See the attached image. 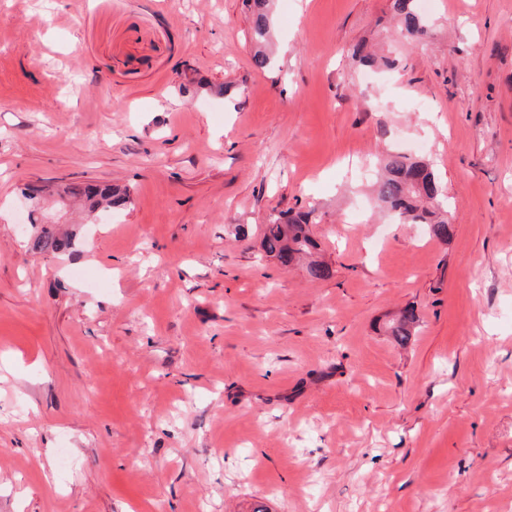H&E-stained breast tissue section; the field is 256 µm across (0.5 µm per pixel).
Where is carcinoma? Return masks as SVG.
<instances>
[{
  "label": "carcinoma",
  "mask_w": 512,
  "mask_h": 512,
  "mask_svg": "<svg viewBox=\"0 0 512 512\" xmlns=\"http://www.w3.org/2000/svg\"><path fill=\"white\" fill-rule=\"evenodd\" d=\"M418 0H390V11L397 21V34L409 41L418 42L427 32V25L417 7ZM253 63L266 69L271 63L269 46L273 40L270 0H253L251 19ZM353 55L367 67L390 68L393 61L375 55L365 44L357 46ZM381 178L377 182L376 199L386 211L395 214L403 224H422L429 234L439 240H448L452 225L448 223L445 195L436 181L431 165L403 153L392 152L380 159ZM60 198L83 199L89 211L99 208L112 209L130 200V190L108 183L81 185L65 183L55 185ZM74 240L62 238L45 226L32 240V249L45 256L71 249ZM264 252L276 258L283 266L299 264L313 280H322L332 274L328 264L313 259L318 243L310 229L309 214L282 212L264 225L261 238ZM418 322L415 309L406 307L388 326V334L404 346Z\"/></svg>",
  "instance_id": "cac0c4a2"
}]
</instances>
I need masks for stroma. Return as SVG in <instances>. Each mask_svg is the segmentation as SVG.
<instances>
[{
	"mask_svg": "<svg viewBox=\"0 0 512 512\" xmlns=\"http://www.w3.org/2000/svg\"><path fill=\"white\" fill-rule=\"evenodd\" d=\"M272 15L261 70L245 0H0V512H512V0ZM387 152L448 240L377 207ZM61 179L130 201L32 254ZM288 209L329 278L263 256ZM418 0H390V11L397 21V34L418 42L427 32V25L417 7ZM74 240L62 238L53 229L42 226L32 240V249L45 256L55 255L64 248L72 249ZM418 322L415 309L413 307H406L402 310L397 319L392 320L388 326L389 336H393L394 340L404 346L408 343L412 331H414Z\"/></svg>",
	"mask_w": 512,
	"mask_h": 512,
	"instance_id": "stroma-1",
	"label": "stroma"
}]
</instances>
